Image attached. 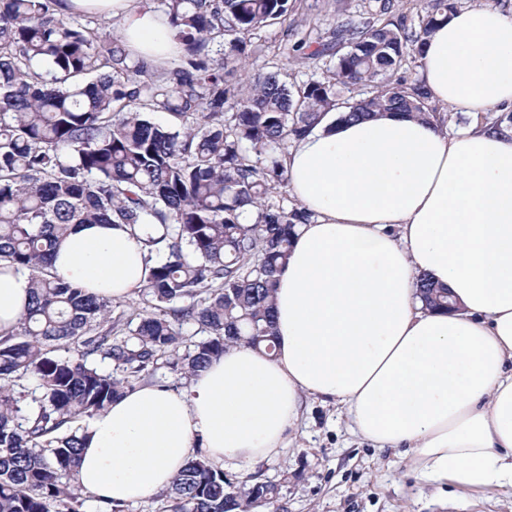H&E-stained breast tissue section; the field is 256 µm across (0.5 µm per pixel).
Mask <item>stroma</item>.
Masks as SVG:
<instances>
[{"label": "stroma", "instance_id": "obj_1", "mask_svg": "<svg viewBox=\"0 0 512 512\" xmlns=\"http://www.w3.org/2000/svg\"><path fill=\"white\" fill-rule=\"evenodd\" d=\"M357 15L375 0H302L298 29L311 44L327 41L339 6ZM282 29L272 26L251 37L250 66L280 73L291 83L320 78L321 61L305 63L280 49ZM242 482L253 474L281 486L285 512H512V489H469L448 482L435 484L410 467L404 449L371 447L353 434L336 404L307 398L299 421L289 429L278 455L249 465L225 466Z\"/></svg>", "mask_w": 512, "mask_h": 512}]
</instances>
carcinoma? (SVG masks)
Here are the masks:
<instances>
[{"instance_id": "carcinoma-1", "label": "carcinoma", "mask_w": 512, "mask_h": 512, "mask_svg": "<svg viewBox=\"0 0 512 512\" xmlns=\"http://www.w3.org/2000/svg\"><path fill=\"white\" fill-rule=\"evenodd\" d=\"M62 2L0 0V266L31 275L26 311L0 331V512H81L89 500L123 512L77 485L83 423L163 364L191 378L238 343L273 349L276 276L297 225L312 218L269 200L288 186L279 154L331 112L432 119L421 83L389 77L457 9L431 0L409 29L382 0L342 16L307 53L288 22L293 0H162L182 50L152 79L118 39L61 14ZM276 24L290 52L324 60L325 77L292 85L238 74L247 38ZM339 85L359 98L342 99ZM78 224L142 231L138 322L120 323L112 301L54 276L55 252ZM419 291L429 308H448V289L421 278ZM186 324L206 338L180 355ZM231 487L236 512H253L256 496L265 508L279 498L276 483L234 482L197 454L156 495L159 512H227Z\"/></svg>"}]
</instances>
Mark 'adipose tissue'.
Masks as SVG:
<instances>
[{"instance_id": "obj_1", "label": "adipose tissue", "mask_w": 512, "mask_h": 512, "mask_svg": "<svg viewBox=\"0 0 512 512\" xmlns=\"http://www.w3.org/2000/svg\"><path fill=\"white\" fill-rule=\"evenodd\" d=\"M63 12L111 19L152 66L179 46L148 0H66ZM420 63L438 105L512 107V16L459 9ZM283 164L315 219L299 226L278 278L275 356L235 345L185 390L127 392L90 419L78 484L125 504L168 488L197 444L216 464L259 460L317 397L374 447L408 449L427 480L512 488V128L451 136L399 114L331 115ZM53 271L112 301L148 275L141 243L111 224L73 230ZM423 275L458 311L425 309ZM30 291L28 271L0 270V330L18 322Z\"/></svg>"}]
</instances>
